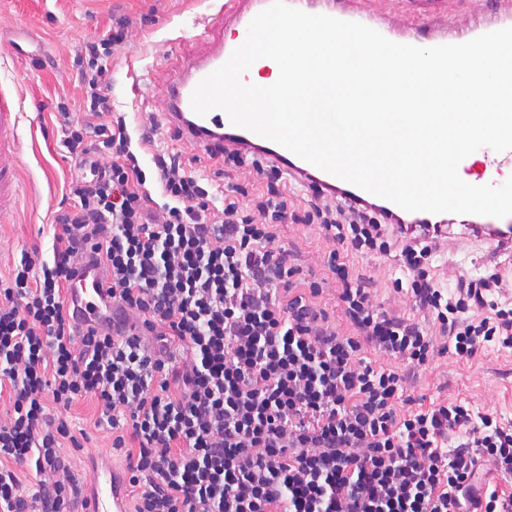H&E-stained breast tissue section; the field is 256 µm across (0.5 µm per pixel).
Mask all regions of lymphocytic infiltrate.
<instances>
[{
	"label": "lymphocytic infiltrate",
	"mask_w": 512,
	"mask_h": 512,
	"mask_svg": "<svg viewBox=\"0 0 512 512\" xmlns=\"http://www.w3.org/2000/svg\"><path fill=\"white\" fill-rule=\"evenodd\" d=\"M132 25L113 16L78 56L85 115L61 114L78 173L51 261L25 251L0 275V512H70L61 450L83 448L66 417L82 400L126 460L130 512H512V493L474 490L484 469L512 478V417L408 393L440 361L512 348V273L435 271L447 232L321 191L304 217L321 230L314 252L281 242L291 195L215 206L220 183L112 108V54ZM359 255L395 258L396 307L355 276ZM90 269L110 283L100 329L65 296Z\"/></svg>",
	"instance_id": "1"
}]
</instances>
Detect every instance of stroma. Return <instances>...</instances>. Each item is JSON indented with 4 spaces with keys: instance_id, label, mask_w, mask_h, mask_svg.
Returning a JSON list of instances; mask_svg holds the SVG:
<instances>
[{
    "instance_id": "obj_1",
    "label": "stroma",
    "mask_w": 512,
    "mask_h": 512,
    "mask_svg": "<svg viewBox=\"0 0 512 512\" xmlns=\"http://www.w3.org/2000/svg\"><path fill=\"white\" fill-rule=\"evenodd\" d=\"M211 9V0H0V93L20 96L25 111L22 191L17 211L0 218V272L24 250L52 256L51 221L73 171L60 147L55 105L63 98L78 108L82 78L73 60L84 41L105 32L112 15L134 21L128 44L112 58V105L125 114L130 132L157 126L163 148L181 153L192 171L210 175L221 168V157L178 142L164 119L176 69L209 40L194 20ZM144 65L150 68L147 86L132 95L127 72ZM437 263L473 274L512 270V258L466 241L455 242ZM441 391L512 417V350L491 346L470 361H449L444 376L423 373L410 394L426 406Z\"/></svg>"
}]
</instances>
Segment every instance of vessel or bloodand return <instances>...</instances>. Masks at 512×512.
<instances>
[{
  "label": "vessel or blood",
  "mask_w": 512,
  "mask_h": 512,
  "mask_svg": "<svg viewBox=\"0 0 512 512\" xmlns=\"http://www.w3.org/2000/svg\"><path fill=\"white\" fill-rule=\"evenodd\" d=\"M292 7L311 14H324L363 24L387 39L401 44L433 47L461 44L480 35L512 27V0H500L496 13L476 6L469 19L449 26L442 15H430L418 22L408 16L390 17L365 10L362 0H287ZM270 0H219L212 13L199 22L210 33L206 50L183 64L167 90V122L180 132L188 145L210 150L229 148L243 154L270 159L283 175L292 177L302 188L318 187L349 205L367 207L395 222L416 228L424 225L452 227L459 235L471 237L497 252H512V216L496 218L477 214L409 212L396 204L370 194L302 160L282 146L243 128L234 126L225 111L214 109L198 115L191 106V95L199 82L222 66L237 48V41L224 37L225 30L246 33L251 20L267 8ZM19 100L0 95V218L14 213L20 199L19 155L22 136ZM482 184H499L512 175V149L501 152L480 150ZM109 284L98 272L76 279L67 292L80 311L82 324L93 325L103 318L102 307L109 303ZM92 489L84 498L83 512H127L126 489L107 465L96 466L90 476Z\"/></svg>",
  "instance_id": "1"
}]
</instances>
